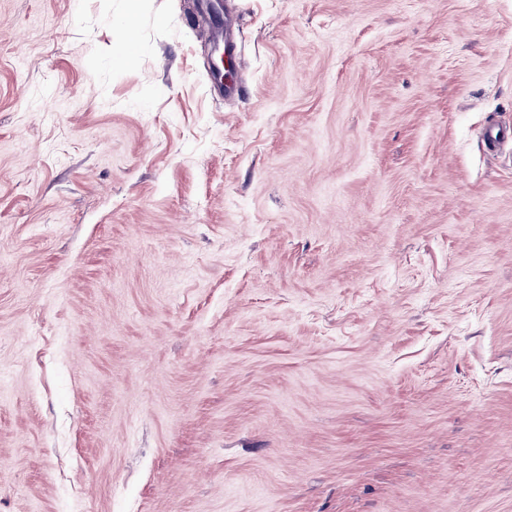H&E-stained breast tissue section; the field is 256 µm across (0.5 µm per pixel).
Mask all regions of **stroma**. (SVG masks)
Listing matches in <instances>:
<instances>
[{
	"label": "stroma",
	"mask_w": 512,
	"mask_h": 512,
	"mask_svg": "<svg viewBox=\"0 0 512 512\" xmlns=\"http://www.w3.org/2000/svg\"><path fill=\"white\" fill-rule=\"evenodd\" d=\"M224 4L0 0V512H512V0Z\"/></svg>",
	"instance_id": "obj_1"
}]
</instances>
